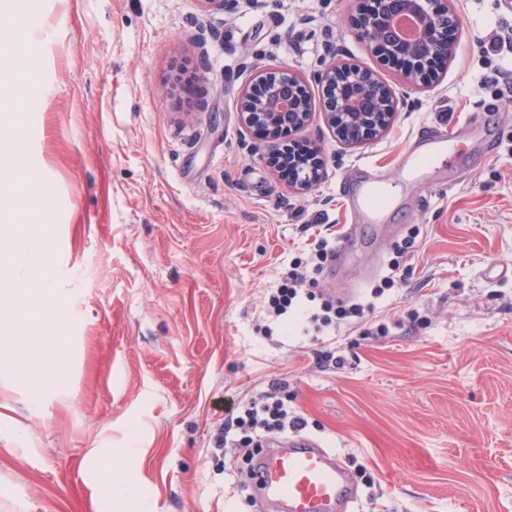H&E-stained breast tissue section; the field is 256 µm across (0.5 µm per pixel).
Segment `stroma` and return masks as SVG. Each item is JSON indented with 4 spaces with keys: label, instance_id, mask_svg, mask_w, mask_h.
<instances>
[{
    "label": "stroma",
    "instance_id": "stroma-1",
    "mask_svg": "<svg viewBox=\"0 0 512 512\" xmlns=\"http://www.w3.org/2000/svg\"><path fill=\"white\" fill-rule=\"evenodd\" d=\"M454 5L457 55L417 90L355 35L352 0H242L230 15L200 0H42L52 93L25 152L55 186L71 380L0 423V512H99L91 452L130 446L154 512H271L214 436L278 378L308 435L354 469L358 512H512V49L481 51L512 29V0ZM330 44L405 104L386 135L345 150L312 83L298 137L320 145L328 176L295 194L244 134L237 99L269 68L311 79ZM466 122L458 158L399 185L420 128L444 138ZM361 176L397 198L321 288L360 296L394 245L411 246L378 304L387 336L341 327L343 365H321L300 326L266 339L254 326L277 270L309 258L319 225L349 224L342 189Z\"/></svg>",
    "mask_w": 512,
    "mask_h": 512
}]
</instances>
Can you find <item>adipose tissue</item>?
Masks as SVG:
<instances>
[{"instance_id":"ef3b65f1","label":"adipose tissue","mask_w":512,"mask_h":512,"mask_svg":"<svg viewBox=\"0 0 512 512\" xmlns=\"http://www.w3.org/2000/svg\"><path fill=\"white\" fill-rule=\"evenodd\" d=\"M138 454L139 451L135 448L125 449L119 457L114 456L111 449H95L91 467L103 507H111L116 501L131 500L135 502L139 512H150V497L137 482Z\"/></svg>"}]
</instances>
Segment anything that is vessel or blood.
<instances>
[{
  "label": "vessel or blood",
  "mask_w": 512,
  "mask_h": 512,
  "mask_svg": "<svg viewBox=\"0 0 512 512\" xmlns=\"http://www.w3.org/2000/svg\"><path fill=\"white\" fill-rule=\"evenodd\" d=\"M374 183L361 185L350 200L355 218L336 246L334 266L349 258L360 225L380 220ZM251 483L273 512H349L355 501L349 474L339 455L308 436L294 435L263 449Z\"/></svg>",
  "instance_id": "obj_1"
}]
</instances>
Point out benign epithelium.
<instances>
[{
	"label": "benign epithelium",
	"instance_id": "benign-epithelium-1",
	"mask_svg": "<svg viewBox=\"0 0 512 512\" xmlns=\"http://www.w3.org/2000/svg\"><path fill=\"white\" fill-rule=\"evenodd\" d=\"M453 0H373L364 10L355 0L351 25L355 34L382 60L398 67L404 82L418 88L428 83L429 67L455 56L460 31ZM402 19L415 26L407 37L398 28ZM327 54L332 62L314 76L323 91L322 116L334 137L344 146L358 147L386 133L395 118V91L369 69L336 60V48ZM239 123L262 140L269 163L288 188L307 191L326 176L321 149L298 144L292 136L311 120L309 83L289 70H267L258 75L238 98Z\"/></svg>",
	"mask_w": 512,
	"mask_h": 512
}]
</instances>
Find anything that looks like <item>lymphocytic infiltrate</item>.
Wrapping results in <instances>:
<instances>
[{"label":"lymphocytic infiltrate","mask_w":512,"mask_h":512,"mask_svg":"<svg viewBox=\"0 0 512 512\" xmlns=\"http://www.w3.org/2000/svg\"><path fill=\"white\" fill-rule=\"evenodd\" d=\"M336 251V236L321 235L314 245L312 267L293 262L283 266L277 273L276 285L271 288L256 326L261 336L272 335L275 328L290 323L302 324L304 331L315 335H329L344 325L366 326L369 334L384 336L388 326L377 317L376 302L395 283L400 269L399 255L404 246H397V256L388 264V273L379 285L374 286L367 299L343 303L327 291L317 288V281L310 276V268H323ZM308 421L288 404V382L276 379L267 388L245 396L239 414L225 422L223 430L215 439L219 448L238 449L243 456H250L253 449L276 436L300 433L306 430Z\"/></svg>","instance_id":"1"}]
</instances>
